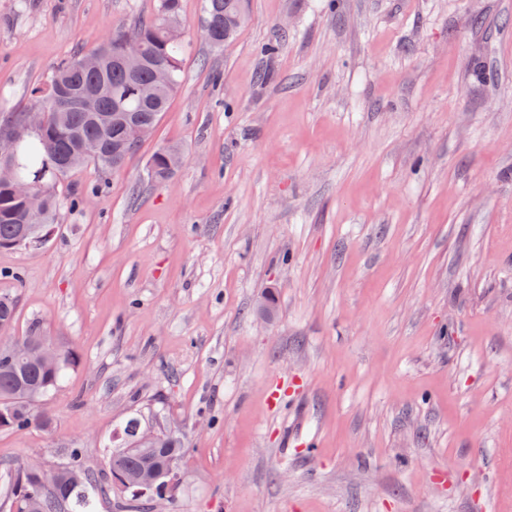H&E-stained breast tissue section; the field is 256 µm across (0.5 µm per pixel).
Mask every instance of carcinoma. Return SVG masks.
Here are the masks:
<instances>
[{
	"label": "carcinoma",
	"instance_id": "obj_1",
	"mask_svg": "<svg viewBox=\"0 0 512 512\" xmlns=\"http://www.w3.org/2000/svg\"><path fill=\"white\" fill-rule=\"evenodd\" d=\"M246 22L244 0H205L204 38L213 48H222L238 34ZM180 25V0H159L156 15L131 28L119 27L98 46L94 55L98 66L84 65L85 56L77 54L58 64L44 86L32 90L31 109L37 111L41 130L31 135L26 128L28 111L15 112L0 122V128L18 133L14 175L34 184L42 203V223L56 221L58 202L54 184L58 177L92 163L105 173L117 171L135 153L137 124L157 125L171 95L181 83L185 45L170 38V27ZM126 42L135 43L142 56V67L131 76L115 61L116 50ZM163 66L169 72L166 85H154L153 74ZM64 96H87L92 109L80 106L62 108ZM172 148L157 150L150 169L157 179H167L175 171ZM27 199L19 196L11 180L0 179V243L15 239L19 225L27 223ZM13 298L0 296V330L16 321ZM58 361L45 369L22 356L0 355V429L27 426L45 418L33 412L34 406L53 396L61 387L67 369L79 362L78 354L57 346ZM141 423L132 417L119 426L123 446L107 454L106 467L112 478L107 489L129 491L135 499H148L140 492V483L163 485L170 505L176 504L178 483L158 477L170 457L184 459L183 436L166 433L155 447H138ZM98 496L94 474L86 467L83 450L70 449L67 467L47 475L24 463L11 474L6 487L10 512H29L32 499L40 502V512H90L86 505Z\"/></svg>",
	"mask_w": 512,
	"mask_h": 512
}]
</instances>
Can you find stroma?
<instances>
[{
    "label": "stroma",
    "mask_w": 512,
    "mask_h": 512,
    "mask_svg": "<svg viewBox=\"0 0 512 512\" xmlns=\"http://www.w3.org/2000/svg\"><path fill=\"white\" fill-rule=\"evenodd\" d=\"M157 7L0 0V118ZM245 10L215 50L181 0L153 135L0 249L12 335L79 356L47 424L0 430V512L18 461L103 477L128 415L184 436L178 512H512V0ZM177 151L173 148H162L157 150L151 157L150 169L156 179H167L175 171V166L171 161V153Z\"/></svg>",
    "instance_id": "35a3bbf8"
}]
</instances>
